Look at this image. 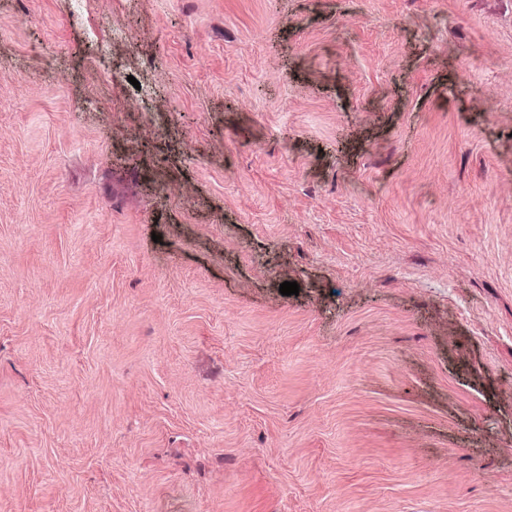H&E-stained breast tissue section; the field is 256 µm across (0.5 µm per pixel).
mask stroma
<instances>
[{"label": "stroma", "mask_w": 512, "mask_h": 512, "mask_svg": "<svg viewBox=\"0 0 512 512\" xmlns=\"http://www.w3.org/2000/svg\"><path fill=\"white\" fill-rule=\"evenodd\" d=\"M0 512H512V0H0Z\"/></svg>", "instance_id": "obj_1"}]
</instances>
